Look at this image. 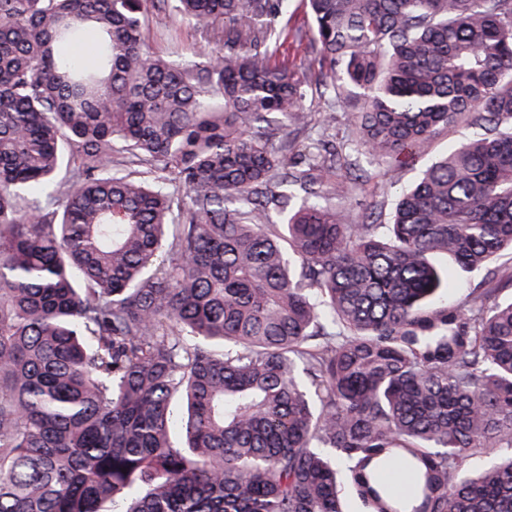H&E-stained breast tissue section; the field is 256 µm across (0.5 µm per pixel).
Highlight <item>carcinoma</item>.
<instances>
[{
  "label": "carcinoma",
  "mask_w": 512,
  "mask_h": 512,
  "mask_svg": "<svg viewBox=\"0 0 512 512\" xmlns=\"http://www.w3.org/2000/svg\"><path fill=\"white\" fill-rule=\"evenodd\" d=\"M290 2L0 0V512H512V0H303L353 167L482 130L358 224ZM145 35L155 51L187 61L203 60L210 51L209 46L196 40L186 26L172 22L168 16L154 18ZM281 55L288 57V61L300 71H307L312 74L313 80L318 74V62L315 55L308 48L306 42L299 44L298 42L288 39L281 46H279ZM312 87L313 95L311 97L310 93L307 102L309 112L308 126L304 130L299 131L297 135L292 136L294 139L288 150V160H292L297 154L304 150L305 146L310 142V138L316 137L318 127L323 123H327L326 120L328 116L325 114L323 100L319 99L318 94L315 92L314 84ZM473 131L470 127H458L442 131L435 138L432 148L426 152L428 155L425 158H431L444 153L451 145L471 136Z\"/></svg>",
  "instance_id": "carcinoma-1"
}]
</instances>
